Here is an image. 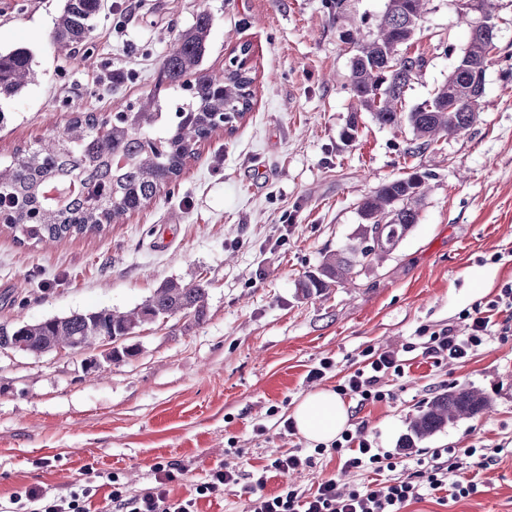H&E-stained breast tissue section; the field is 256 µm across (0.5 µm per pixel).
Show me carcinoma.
I'll list each match as a JSON object with an SVG mask.
<instances>
[{"label":"carcinoma","instance_id":"cac0c4a2","mask_svg":"<svg viewBox=\"0 0 512 512\" xmlns=\"http://www.w3.org/2000/svg\"><path fill=\"white\" fill-rule=\"evenodd\" d=\"M427 2L387 0L374 38L346 34L356 53L350 77L355 109L345 139L355 138L357 113L368 112L382 126L408 125L414 135L409 153L419 154L443 137L463 133L478 118L469 95L486 78L496 48V30L478 26L472 27L446 82L404 111L405 92L425 66L424 58L409 55L406 46L419 29ZM103 7L104 0H64L51 31L55 49L63 53L87 44ZM211 26L210 12H197L164 57L154 88L137 105L105 121L79 112L53 138L0 165V223L14 239L51 244L103 231L151 203L180 175L197 143L217 130L214 113L251 109V70L217 76L204 66ZM35 77V56L28 48L0 50V100L20 96ZM429 178L415 171L366 196L359 205L363 228L306 276L304 295H322L347 282L357 267L380 261L396 249L418 223V204ZM207 295L202 281L170 279L128 311L102 308L0 329V348L42 354L108 345L103 356L107 362L134 357L139 348L124 341L138 328L177 314L200 321ZM489 406V400L471 388L438 393L410 420L402 447L411 448L458 419L480 416Z\"/></svg>","mask_w":512,"mask_h":512}]
</instances>
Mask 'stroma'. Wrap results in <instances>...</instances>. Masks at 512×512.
I'll use <instances>...</instances> for the list:
<instances>
[{
	"label": "stroma",
	"mask_w": 512,
	"mask_h": 512,
	"mask_svg": "<svg viewBox=\"0 0 512 512\" xmlns=\"http://www.w3.org/2000/svg\"><path fill=\"white\" fill-rule=\"evenodd\" d=\"M387 0H104L90 45L60 55L49 45L60 0H0V48L33 50L40 77L0 103V160L60 132L77 112L111 116L153 89L163 57L195 14L213 17L205 65L223 74L229 51L252 47L253 108L230 131L200 142L179 178L139 212L99 233L51 246L17 243L0 227V327L73 312L141 303L164 281L208 284L202 320L178 315L130 336L138 355L87 374L92 352L32 355L0 349V501L40 486L53 494L120 473L132 491L152 486L153 466L186 470L188 495L215 466L246 449L242 477L198 512H243L246 488L280 475L271 457L311 453L312 442L281 423L311 390L331 389L366 347L404 351L420 326L457 323L512 281V0H490L498 50L486 72L484 109L459 136L409 156V127L352 117V45L346 30L376 33ZM470 28L458 0H428L409 50L426 65L406 107L444 83ZM123 73L109 82L112 71ZM430 175L419 221L382 262L358 267L321 296L300 284L360 223L357 206L409 169ZM402 376L386 378L391 403L357 407L375 447L397 454V474L436 448L496 449L481 493L457 502L437 495L405 512H512V339L490 341L466 362L434 365L404 352ZM335 363L321 380L308 373ZM479 390L487 413L400 442L410 418L437 393ZM278 415H269V407Z\"/></svg>",
	"instance_id": "obj_1"
}]
</instances>
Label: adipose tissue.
I'll return each instance as SVG.
<instances>
[{
	"mask_svg": "<svg viewBox=\"0 0 512 512\" xmlns=\"http://www.w3.org/2000/svg\"><path fill=\"white\" fill-rule=\"evenodd\" d=\"M291 418L306 439L328 443L345 426L348 409L334 391L320 389L303 397L294 408Z\"/></svg>",
	"mask_w": 512,
	"mask_h": 512,
	"instance_id": "adipose-tissue-1",
	"label": "adipose tissue"
}]
</instances>
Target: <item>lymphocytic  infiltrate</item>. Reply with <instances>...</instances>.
<instances>
[{
	"label": "lymphocytic infiltrate",
	"instance_id": "lymphocytic-infiltrate-1",
	"mask_svg": "<svg viewBox=\"0 0 512 512\" xmlns=\"http://www.w3.org/2000/svg\"><path fill=\"white\" fill-rule=\"evenodd\" d=\"M464 329L447 325L438 329L422 326L417 331L424 353L434 364L453 360L467 361L491 337L500 340L512 338V282L504 284L494 299L475 303L460 312ZM406 363L394 351H379L372 347L359 353L357 368L345 375L336 392L355 398L358 406L369 403L390 402L392 391L384 389L382 381L388 376H400ZM238 459L244 458L245 449H235ZM337 456L343 470L369 471L379 474L393 472L386 482L371 481L341 490L335 479L318 484L315 491L301 490L293 483H284L274 494L266 493L264 478H257L248 489L246 512H404L410 503L424 496L443 491L451 500L458 501L479 491L477 477L458 478V471L468 468H486L491 457L484 448H438L429 460L419 462L416 470L406 476H396L397 463L392 453L375 448L366 438L363 425L343 430L330 445H316L311 454L285 453L273 458L271 470L286 476L312 466L316 457ZM236 463L214 469L207 481L197 484L188 497L174 494L176 486L185 480V469L176 463L159 462L154 466L155 484L141 492H132L117 473H109L104 487L108 493L101 507H94L93 499L100 487L79 484L64 495H52L38 486L15 492L10 502L18 512H196L199 499L223 491L224 487L238 484L241 470Z\"/></svg>",
	"mask_w": 512,
	"mask_h": 512
}]
</instances>
